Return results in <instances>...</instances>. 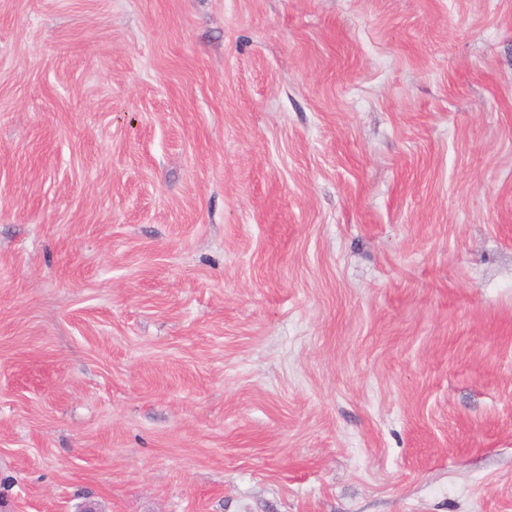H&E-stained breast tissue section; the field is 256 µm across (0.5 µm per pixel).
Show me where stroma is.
<instances>
[{
    "instance_id": "stroma-1",
    "label": "stroma",
    "mask_w": 512,
    "mask_h": 512,
    "mask_svg": "<svg viewBox=\"0 0 512 512\" xmlns=\"http://www.w3.org/2000/svg\"><path fill=\"white\" fill-rule=\"evenodd\" d=\"M512 512V0H0V512Z\"/></svg>"
}]
</instances>
